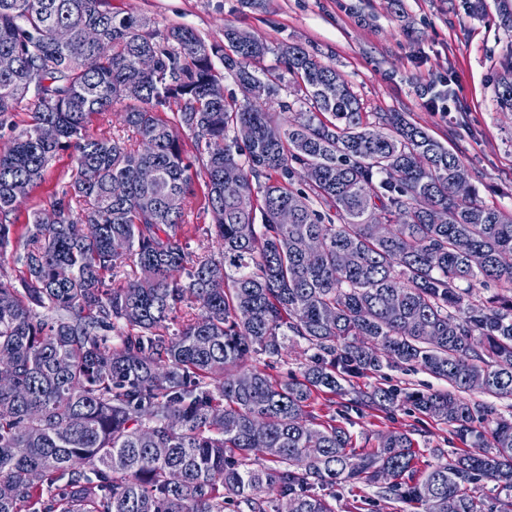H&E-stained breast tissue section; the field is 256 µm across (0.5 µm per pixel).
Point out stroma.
<instances>
[{
  "mask_svg": "<svg viewBox=\"0 0 512 512\" xmlns=\"http://www.w3.org/2000/svg\"><path fill=\"white\" fill-rule=\"evenodd\" d=\"M113 11L150 19L153 27L189 26L206 41L222 40L233 25L270 47L295 43L333 64L351 83L368 114L404 112L411 122L458 153L483 204L512 209V112L498 104L496 79L512 68V28L503 13L512 0H484L469 13L465 0H108ZM447 84L455 95L447 112L427 106L429 88ZM69 152L50 163L43 182L20 205L18 228L8 248L6 270L18 280L24 253L21 227L33 211L49 208L72 172ZM448 391V382L419 368L386 369L356 378L355 386ZM340 397L316 394L310 407L319 420L335 419L346 428L357 451L376 448L380 435L405 431L415 442L418 470L436 463L437 451H466L447 424L402 405L391 412L374 408L341 414ZM373 501V512H415L381 497L376 487L336 488L337 512L354 501Z\"/></svg>",
  "mask_w": 512,
  "mask_h": 512,
  "instance_id": "1",
  "label": "stroma"
}]
</instances>
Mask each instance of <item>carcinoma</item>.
I'll return each instance as SVG.
<instances>
[{
    "mask_svg": "<svg viewBox=\"0 0 512 512\" xmlns=\"http://www.w3.org/2000/svg\"><path fill=\"white\" fill-rule=\"evenodd\" d=\"M270 53L262 81L252 63ZM2 54L16 65L0 72V360L14 375L0 387V512H336L326 490L342 483L423 512H512V417L464 397L512 400V211L458 192L457 153L402 112L374 128L334 65L232 25L217 45L105 0H0ZM215 57L241 100L224 98ZM290 79L295 99L277 105L300 110L283 125L251 99ZM497 98L512 111V69ZM122 100L141 151L89 131ZM61 151L74 167L51 202L59 221L32 213L17 288L4 268L14 213ZM87 166L98 182L81 180ZM199 178L219 249L193 263L184 224ZM127 259L135 273L107 284ZM475 282L498 292L478 304ZM183 304L197 314L171 333ZM291 335L313 351L300 376L245 368L253 354L282 357ZM404 365L453 390L346 388ZM320 390L352 407L409 404L471 450L422 474L407 433L358 453L336 419L308 411ZM257 441L274 449L264 463Z\"/></svg>",
    "mask_w": 512,
    "mask_h": 512,
    "instance_id": "1",
    "label": "carcinoma"
}]
</instances>
